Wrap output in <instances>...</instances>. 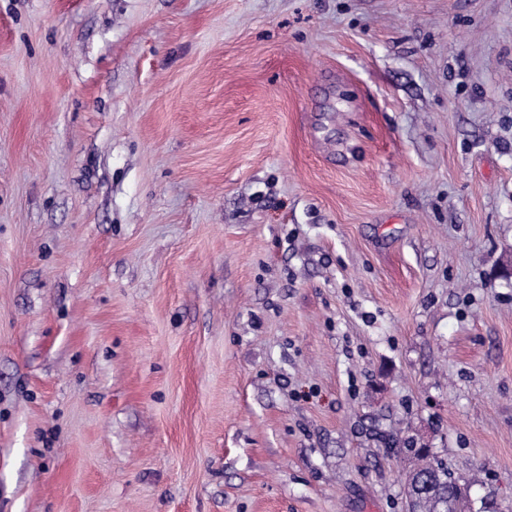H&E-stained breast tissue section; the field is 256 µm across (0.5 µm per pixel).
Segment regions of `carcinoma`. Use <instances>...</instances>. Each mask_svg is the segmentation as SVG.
<instances>
[{
	"instance_id": "obj_1",
	"label": "carcinoma",
	"mask_w": 512,
	"mask_h": 512,
	"mask_svg": "<svg viewBox=\"0 0 512 512\" xmlns=\"http://www.w3.org/2000/svg\"><path fill=\"white\" fill-rule=\"evenodd\" d=\"M469 484L441 461L415 469L407 482V512H473L463 495Z\"/></svg>"
}]
</instances>
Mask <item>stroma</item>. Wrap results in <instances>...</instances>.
<instances>
[{
  "label": "stroma",
  "instance_id": "35a3bbf8",
  "mask_svg": "<svg viewBox=\"0 0 512 512\" xmlns=\"http://www.w3.org/2000/svg\"><path fill=\"white\" fill-rule=\"evenodd\" d=\"M512 504V0H0V512ZM412 472L407 482V512H473L470 500L463 495L469 484L455 476L447 464L428 462Z\"/></svg>",
  "mask_w": 512,
  "mask_h": 512
}]
</instances>
